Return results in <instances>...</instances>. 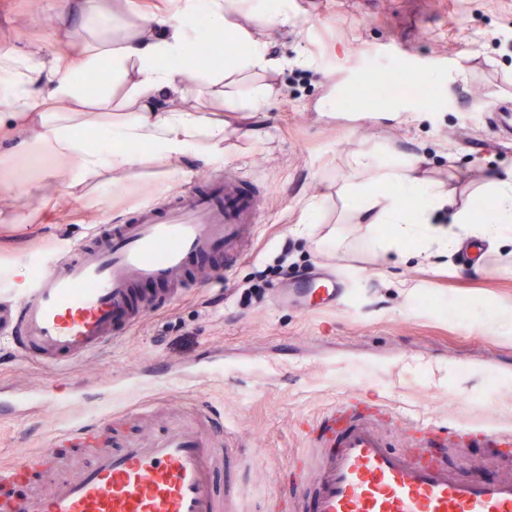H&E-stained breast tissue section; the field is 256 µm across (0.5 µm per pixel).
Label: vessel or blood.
<instances>
[{
    "label": "vessel or blood",
    "instance_id": "1",
    "mask_svg": "<svg viewBox=\"0 0 512 512\" xmlns=\"http://www.w3.org/2000/svg\"><path fill=\"white\" fill-rule=\"evenodd\" d=\"M259 196L258 187L227 175L165 206L143 203L127 222L94 228L20 287L0 293V337L22 358L53 368L101 350L172 296L219 274L211 258H241V245L257 236ZM144 284L172 292L145 294ZM344 293L335 278L315 274L285 298L316 310ZM377 379L376 370L365 371L363 388L304 425L301 466L262 512H288L307 500L314 512H512V474L464 481L431 455L438 445L478 440L511 448L512 428L450 425L392 406L374 393ZM381 417L412 453L391 450ZM113 422L107 411L67 430L89 450L74 472L57 470L53 442L0 470V512H243L249 456L213 411L185 412L123 443ZM15 484L30 493H8Z\"/></svg>",
    "mask_w": 512,
    "mask_h": 512
}]
</instances>
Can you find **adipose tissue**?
<instances>
[{
  "mask_svg": "<svg viewBox=\"0 0 512 512\" xmlns=\"http://www.w3.org/2000/svg\"><path fill=\"white\" fill-rule=\"evenodd\" d=\"M119 10L127 20L115 40L105 32ZM78 11V19L58 18L56 29L67 42L51 66L31 57L22 63L12 52L0 51V166L12 169L21 163L36 174V181L20 187L28 195L62 170L69 171L75 187L96 185L115 171L135 174L143 147L158 162L189 152L223 157L222 118L197 106H158L160 91L185 98L196 78V66L175 67L172 58L184 55L202 29L231 34L245 51L211 70L207 83L209 96L223 101L236 76L267 72L278 64L258 30L292 20L288 8H257L252 26L246 27L231 19L226 0H167L158 12L144 11L134 0H79ZM86 71L98 77L95 92L75 79ZM41 82L48 85L47 94L33 91V84ZM118 86L123 93L116 99L112 93ZM354 164L377 168L378 180L401 188L397 194L359 185L349 190L365 223L388 225V235L379 241L385 250H402L408 242L450 246L461 234L492 249L512 226L510 178L490 180L494 207L478 220L470 208L452 207L448 192L422 177L415 161L395 158L378 167L361 152Z\"/></svg>",
  "mask_w": 512,
  "mask_h": 512,
  "instance_id": "adipose-tissue-1",
  "label": "adipose tissue"
}]
</instances>
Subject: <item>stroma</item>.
Here are the masks:
<instances>
[{
    "mask_svg": "<svg viewBox=\"0 0 512 512\" xmlns=\"http://www.w3.org/2000/svg\"><path fill=\"white\" fill-rule=\"evenodd\" d=\"M71 2L43 0L35 12L30 0H0V47L21 59L50 58L57 47L49 33ZM290 7L291 26L262 34L279 68L247 75L236 89L238 111L224 114L223 160L148 161L138 176L116 174L74 193L62 178L35 196L0 191V274L16 282L33 273L40 254L203 179L231 173L266 192L258 237L223 288L187 292L64 369L0 354V399L23 400L15 412H0V465L102 410L171 415L208 406L252 448L251 484L279 493L280 473L303 445L298 420L334 405L366 359L384 363V394L395 405L450 424L512 427V330L495 318L512 309V242L475 264L459 250L435 247L425 259L385 252L343 191L373 183L372 173L351 165L369 152L422 159L425 177L455 205L489 202L487 175L512 172V129L466 104L478 97L512 112V0H290ZM398 42L418 58L416 77L392 57ZM358 78L371 91L378 80L393 82L399 110L376 97L350 109L348 88ZM417 81L428 87L426 99L414 93ZM260 83L273 94L252 112L247 103ZM313 203L320 225L297 232ZM282 256L310 273L349 269L357 278L343 303L309 313L281 307L273 296L285 282L273 267ZM262 270L267 282L255 297L247 288ZM450 377L467 390L466 407L444 391ZM49 384L66 401L44 410ZM436 454L464 479L512 472V463L479 445Z\"/></svg>",
    "mask_w": 512,
    "mask_h": 512,
    "instance_id": "obj_1",
    "label": "stroma"
}]
</instances>
